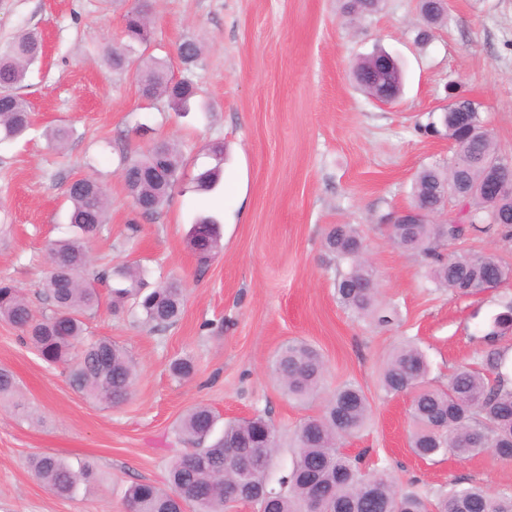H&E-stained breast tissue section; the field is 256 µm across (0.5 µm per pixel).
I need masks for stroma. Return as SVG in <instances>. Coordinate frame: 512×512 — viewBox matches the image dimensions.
<instances>
[{"mask_svg":"<svg viewBox=\"0 0 512 512\" xmlns=\"http://www.w3.org/2000/svg\"><path fill=\"white\" fill-rule=\"evenodd\" d=\"M344 0H150L154 41L169 75H191L195 105L180 116L166 101L144 100L134 72L116 74L105 44L121 45L122 9L108 0H0V45L39 28L41 63L23 94L34 114L28 135L0 143V278L13 280L34 313L47 273V249L68 237L70 181L91 175L111 207L92 243L94 269L137 262L149 285L185 290L181 320L154 334L108 304L87 316L88 332L111 338L138 369L129 400L116 407L75 391L19 329L0 320V367L16 376L36 420L0 403V512H126L134 481L164 484L180 452L176 426L202 403L229 421L269 411L283 434L320 413L321 401H289L268 364L285 342L304 340L323 354L326 386L357 382L372 419L343 450L391 467L400 487L427 491L449 480L512 491V461L485 453L468 460H425L409 446V398L386 396L379 370L400 342L425 351L429 380L442 385L483 347L479 331L500 310L502 293L464 299L434 288L417 254L397 248L381 220L410 206L417 172L445 162L454 144L439 123L449 84L478 101L503 153L512 157V0H448V18L429 42L417 39L421 0H380L376 13L352 17ZM195 39L200 64L185 70L176 48ZM398 55L405 85L384 105L356 85L354 62L376 47ZM71 129L64 148L44 133ZM177 143L185 179L204 166L210 144L224 145L218 190L175 193L154 217L141 216L121 177L124 157L154 142ZM216 215L222 249L200 264L188 243L193 219ZM334 224L363 229L366 258L380 295L398 321L378 328L336 301L337 264L323 246ZM192 356L196 371L174 378L172 360ZM50 453L72 466L92 462L95 480L77 496L49 493L29 468Z\"/></svg>","mask_w":512,"mask_h":512,"instance_id":"stroma-1","label":"stroma"}]
</instances>
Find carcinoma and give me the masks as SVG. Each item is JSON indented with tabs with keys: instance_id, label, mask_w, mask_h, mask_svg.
<instances>
[{
	"instance_id": "obj_1",
	"label": "carcinoma",
	"mask_w": 512,
	"mask_h": 512,
	"mask_svg": "<svg viewBox=\"0 0 512 512\" xmlns=\"http://www.w3.org/2000/svg\"><path fill=\"white\" fill-rule=\"evenodd\" d=\"M379 0H348L350 14L370 15ZM146 5L133 6L123 15L125 44L105 50L107 65L115 73L136 71L139 92L147 100L164 99L177 112L189 111L197 96L190 79L168 76L165 62L146 55L152 30L145 18ZM424 26L418 39L427 41L432 28L447 18L440 0L421 5ZM44 44L36 29L25 31L0 47V141L14 140L32 126V114L22 94L30 67L43 57ZM178 56L188 68L201 56V48L187 39ZM386 53H374L353 66V74L364 92L374 97L381 85L392 95L401 93L402 69ZM442 117L455 152L446 164L423 168L413 184L412 208L437 214L445 208L452 190L474 189L484 184L486 163L505 160L492 131L482 118L480 104L457 93ZM211 156L216 166L199 171L192 179L200 192L212 191L220 176L224 149L215 145ZM182 155L178 145L157 141L125 163L122 178L135 204L144 214L154 215L169 202L181 179ZM72 209L69 223L75 234L58 240L50 249L56 269L47 274L41 295L51 313L35 316L21 291L0 279V319L19 328L42 359L63 368L71 387L98 403L123 404L131 395L135 364L128 351L107 337L87 335L85 318L97 310L101 295L97 285L109 287L113 312L128 314L133 322L151 331H165L180 319L184 289L176 282L147 289V271L138 264L123 265L106 277L89 279V243L105 223L109 198L93 177L72 180L67 188ZM485 195L462 197L468 226L447 225L448 235L437 224H390L391 242L419 255L432 284L458 298L486 290L488 282L512 279V265L493 254H457L450 247L480 234L512 240V196L489 203ZM219 221L202 215L192 223L191 248L206 262L220 249ZM357 224H334L324 238L325 249L345 267L336 278V299L345 309L371 323L385 327L397 320L394 309L379 299L375 273L358 248L364 246ZM503 311L496 314L481 336L488 345L497 337V327L512 320V297H504ZM271 370L289 398L307 403L319 395L324 381L322 354L303 340L280 347ZM171 373L188 379L195 372L190 358L170 365ZM428 361L417 346H398L384 364L381 386L390 396L411 395L412 431L409 445L422 458L453 455L466 459L491 452L504 461L512 460V376L504 355L489 349L472 362L458 366L445 385L427 380ZM14 373L0 368V400L16 398ZM371 418V405L362 388L347 381L336 387L322 412L305 418L293 436L291 466L276 470L279 451L278 429L266 412L250 418L220 421L209 406L197 404L180 419L179 438L190 448L171 462L166 487L150 482H133L123 494L127 512H225L228 495L248 502L255 512H309L313 492L324 497L323 512H512V494L492 493L479 484L462 485L457 480L448 489L430 494L415 486L401 489L391 470L380 466L369 470L364 455L343 452L345 438L358 433ZM35 476L53 495L71 498L79 485L95 478L89 462L75 470L59 457L45 453L31 461Z\"/></svg>"
}]
</instances>
